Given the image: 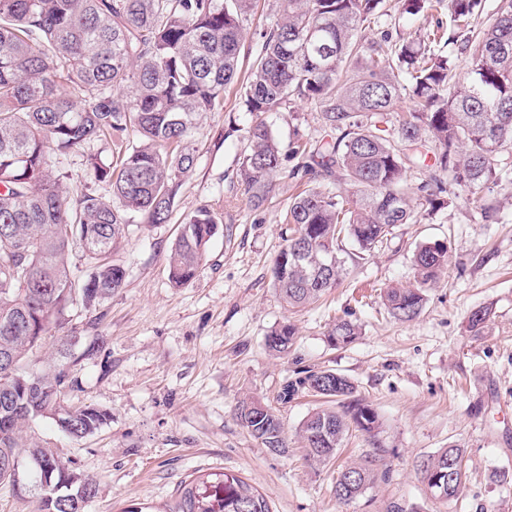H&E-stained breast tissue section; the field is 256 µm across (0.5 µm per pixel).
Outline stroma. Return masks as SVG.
<instances>
[{
	"label": "stroma",
	"mask_w": 512,
	"mask_h": 512,
	"mask_svg": "<svg viewBox=\"0 0 512 512\" xmlns=\"http://www.w3.org/2000/svg\"><path fill=\"white\" fill-rule=\"evenodd\" d=\"M385 7L383 24L409 40L448 18L443 7L425 17L400 14L397 0ZM380 25L364 24L362 36H375ZM263 119L284 145L324 135L311 102H290ZM252 121L227 91L223 110L200 123L198 161L170 222L132 226L113 252L127 270L123 288L94 313L69 312L66 328L81 344L65 367L66 402L107 410L110 423L75 439L40 417L24 438L96 481L86 512H167L181 483L198 472L244 478L274 512H512V482L498 478L512 472V191L461 193L420 223L395 225L364 255L343 239L345 271L336 287L291 312L271 266L283 246L282 212L303 181L282 176L263 207H249L232 173ZM481 199L499 207L502 223L482 219ZM202 207L215 214L218 232L195 279L174 285L167 256L183 219ZM434 242L448 245V267L427 289L421 314L395 320L381 294L413 285L414 254ZM481 307L491 315L475 336L468 318ZM339 319L359 326L353 344L330 343ZM286 320L297 333L289 353L277 355L265 339ZM309 367L347 377L380 419L374 434L350 430L335 462L321 466L306 460L298 438L317 399H278L296 370ZM248 398L276 411L287 454H272L240 424L236 409ZM450 446L461 450L466 480L458 499L442 502L427 492L419 466ZM373 452L388 479L338 505L333 486L341 467Z\"/></svg>",
	"instance_id": "stroma-1"
}]
</instances>
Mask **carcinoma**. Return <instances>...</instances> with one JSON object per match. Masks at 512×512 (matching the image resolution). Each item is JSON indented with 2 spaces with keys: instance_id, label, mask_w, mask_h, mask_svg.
<instances>
[{
  "instance_id": "carcinoma-1",
  "label": "carcinoma",
  "mask_w": 512,
  "mask_h": 512,
  "mask_svg": "<svg viewBox=\"0 0 512 512\" xmlns=\"http://www.w3.org/2000/svg\"><path fill=\"white\" fill-rule=\"evenodd\" d=\"M257 0H0V485L16 486L7 459L32 466L21 482L35 491L37 512H66L60 498L92 499L96 484L47 447L23 439L31 419H52L74 438L97 433L104 410L65 405L64 365L32 378L21 363L48 330L63 327L73 302L92 313L121 289L126 270L112 251L135 224H167L186 178L196 166L195 139L203 114L224 108V92L240 85L243 111L257 117L237 160L236 179L250 204L262 207L283 173L310 186L291 198L283 215L284 245L272 266L288 310L320 300L344 271L341 234L369 252L397 224L421 221L449 205L457 190L512 185V0H499L482 30L469 27L481 0H448L450 25L419 41L359 36L382 16L384 0H278L276 23L244 77L239 58L245 22ZM459 45L470 68L452 74L444 46ZM408 93L413 108L395 116ZM290 100L319 108L324 131L309 147H283L260 119ZM93 142L112 144V160L87 156L94 180L109 195L71 193L62 164ZM432 144L429 178L407 172ZM347 188L340 189L338 185ZM218 231L207 208L181 224L167 257L172 283L197 275ZM93 260L82 284L66 257L73 246ZM449 247L421 246L417 284L384 292L397 320L420 315L426 288L448 267ZM31 284L22 292L19 279ZM490 316L474 310L468 328L480 332ZM296 330L284 322L266 346L286 353ZM359 327L336 321L329 338L349 344ZM327 399L309 413L298 434L316 465L330 462L350 429L371 434L378 415L356 396L345 376L328 369L287 383ZM237 417L266 448L288 452L284 424L268 407L242 401ZM388 476L367 454L336 478V501L348 505ZM434 499L453 500L465 479L462 454L446 448L421 466ZM170 512H273L268 499L231 474L199 475L178 490Z\"/></svg>"
}]
</instances>
